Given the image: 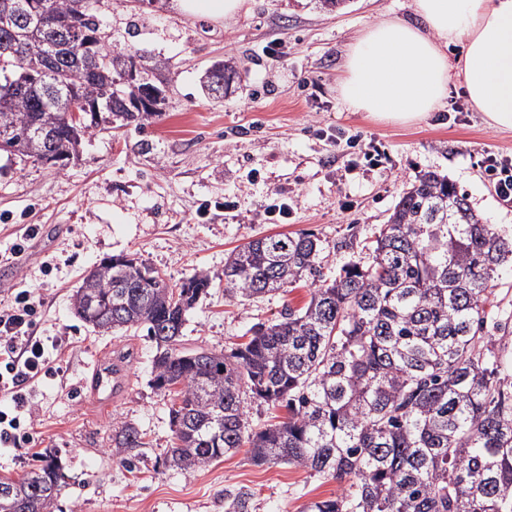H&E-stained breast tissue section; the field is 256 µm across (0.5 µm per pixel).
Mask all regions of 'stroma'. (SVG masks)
Wrapping results in <instances>:
<instances>
[{
	"label": "stroma",
	"instance_id": "1",
	"mask_svg": "<svg viewBox=\"0 0 512 512\" xmlns=\"http://www.w3.org/2000/svg\"><path fill=\"white\" fill-rule=\"evenodd\" d=\"M412 0H247L220 22L184 16L170 0H96L108 50L147 49L151 79L165 94L162 114L87 135L78 158L55 167L0 151V310L30 290L41 302L35 331L58 339L49 356L56 377L31 394L33 440L0 448V479L29 472L38 456L60 457L66 474L54 512H224V492L251 491V512H301L336 495L330 476L285 464L256 465L247 449L193 472L165 468L173 445L170 395L151 385L157 352L145 330L104 335L74 314L71 299L86 271L119 254L145 259L171 285L197 273L211 288L187 315L185 347L231 352L251 326L300 308L305 284L240 300L224 292V260L249 240L309 232L325 278L348 261L367 260L407 183L432 170L465 192L487 223L512 229L482 167L485 157L512 156V131L487 128L466 109L459 84L443 107L414 126L379 127L351 112L336 91L346 50L388 12L411 16ZM277 45V56L265 48ZM222 62L235 80L229 94L209 96L201 82ZM343 135L340 146L330 139ZM384 156L369 166L364 151ZM287 197L288 220L266 209ZM27 239L23 254L13 246ZM486 331L505 342L512 376V265H502L485 304ZM126 356V386L110 407L81 388L97 359ZM135 425L145 442L135 458L116 452L112 433Z\"/></svg>",
	"mask_w": 512,
	"mask_h": 512
}]
</instances>
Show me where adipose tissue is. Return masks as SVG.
Returning <instances> with one entry per match:
<instances>
[{"label": "adipose tissue", "mask_w": 512, "mask_h": 512, "mask_svg": "<svg viewBox=\"0 0 512 512\" xmlns=\"http://www.w3.org/2000/svg\"><path fill=\"white\" fill-rule=\"evenodd\" d=\"M349 45L338 79L346 108L379 125H413L442 107L454 77L492 130H512V0H413ZM461 46L462 64L448 48Z\"/></svg>", "instance_id": "ef3b65f1"}]
</instances>
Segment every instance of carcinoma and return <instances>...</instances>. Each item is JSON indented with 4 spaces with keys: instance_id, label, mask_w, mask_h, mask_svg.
Instances as JSON below:
<instances>
[{
    "instance_id": "cac0c4a2",
    "label": "carcinoma",
    "mask_w": 512,
    "mask_h": 512,
    "mask_svg": "<svg viewBox=\"0 0 512 512\" xmlns=\"http://www.w3.org/2000/svg\"><path fill=\"white\" fill-rule=\"evenodd\" d=\"M26 2L28 17L0 25V130L8 134L0 151L41 161L47 145L35 132L49 128L54 153H75L99 122L93 112L75 122L64 111L58 92L69 85L121 127L156 114L129 87L115 110L99 98L135 66L137 88L155 84L147 50H107L94 0ZM22 34L26 56L18 59L9 46ZM47 56L56 66L43 73L37 66ZM24 72L20 91L13 84ZM318 252V239L304 232L254 238L231 252V296L314 280L301 308L254 325L229 355L182 344L187 313L211 288L207 276L172 288L123 255L84 276L73 298L84 323L103 333L142 327L156 344L152 384L173 395L165 467L193 471L247 446L257 465L336 480V497L303 512H512V381L483 335L487 295L497 268L512 262V236L485 223L448 177L427 171L394 205L370 261L349 263L327 282L316 278ZM245 388L284 407V420L253 430ZM112 443L126 453L144 445L131 423ZM64 478L56 457L18 480L1 478L0 512H52ZM251 498L244 488L224 494V512H250Z\"/></svg>"
}]
</instances>
